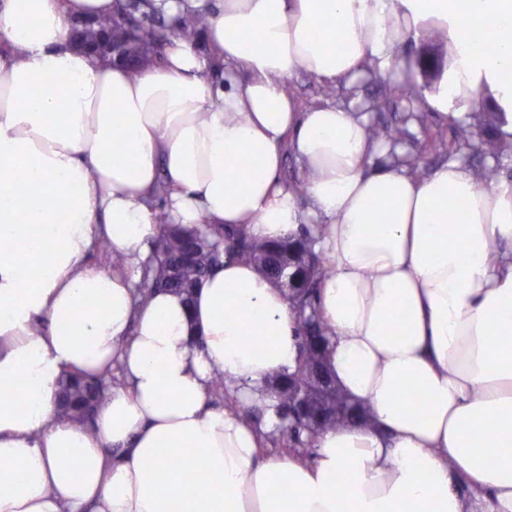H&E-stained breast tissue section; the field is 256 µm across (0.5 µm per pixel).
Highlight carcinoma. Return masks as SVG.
Masks as SVG:
<instances>
[{
    "label": "carcinoma",
    "mask_w": 512,
    "mask_h": 512,
    "mask_svg": "<svg viewBox=\"0 0 512 512\" xmlns=\"http://www.w3.org/2000/svg\"><path fill=\"white\" fill-rule=\"evenodd\" d=\"M118 2L119 7L111 14L75 21L74 31L85 44L91 46L97 39L118 31L123 21L129 17L136 20V44L127 51L130 60H135L139 46L162 44L169 39L172 33L161 21L162 13L155 8L153 0ZM207 25L208 18L204 13L192 12L182 19L175 34L195 42ZM397 99L410 102L409 112L395 126L380 123L370 125L369 135L372 141L388 143L393 148L400 147L410 136L409 125L416 123L424 132L426 147L432 149L444 146L450 159L474 154L495 159L512 151L511 142L492 132V118L488 112L471 113L467 126L448 121V126L453 130V138L448 143H443L427 127L429 113L421 106V91L408 82L388 86L384 95L367 101L364 111L381 112ZM157 223L161 225L160 234L154 242L150 260L141 267L137 285L143 303L160 290L188 295L191 285H202L204 280L224 265L226 255L242 263L257 266L276 285L280 284V277L285 269V266L276 261L277 253L286 254L293 247L297 254L306 256L301 286L295 290L284 291L302 338L298 364L293 373L269 381L264 395L275 400L279 416L287 420V426L283 430V447L299 456L311 454L316 438L324 431L352 420L354 414L351 409L355 408L345 393L335 386L331 401L344 409L339 416L324 419L315 425L304 424L288 417V382H293L303 391L311 392L314 371L318 367L327 366L326 354L332 336L323 323L318 308L319 290L327 275V269L315 250L325 227L318 225L312 230L306 229L291 240L258 239L242 229L226 231L222 225L209 223L205 216L200 217L199 223L194 225L170 224L162 207L157 213ZM97 252L107 260L112 269H125L126 257L112 251L109 240H100ZM309 336L318 337L321 344L310 345L307 341ZM124 383V377L113 374L110 368L98 375L72 376L64 388L62 416L82 426L86 425V410L100 401L107 388Z\"/></svg>",
    "instance_id": "obj_1"
}]
</instances>
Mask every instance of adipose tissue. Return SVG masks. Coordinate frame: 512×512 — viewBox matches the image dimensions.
<instances>
[{
	"label": "adipose tissue",
	"instance_id": "adipose-tissue-1",
	"mask_svg": "<svg viewBox=\"0 0 512 512\" xmlns=\"http://www.w3.org/2000/svg\"><path fill=\"white\" fill-rule=\"evenodd\" d=\"M154 2L174 22L207 10L223 82L178 37L137 72L77 48L74 20L117 0H0V512H512V182L458 161L416 179L356 100L303 108L280 84L371 69L460 120L489 101L510 137L512 0ZM431 30L448 65L428 81L401 47ZM287 147L301 196L280 181ZM163 176L175 224L325 225L328 364L366 417L313 461L265 456L242 418L296 366L280 288L228 260L192 306L139 304ZM102 238L123 271L87 265ZM116 363L126 386L88 427L64 420L62 381ZM216 370L235 404L210 405Z\"/></svg>",
	"mask_w": 512,
	"mask_h": 512
}]
</instances>
